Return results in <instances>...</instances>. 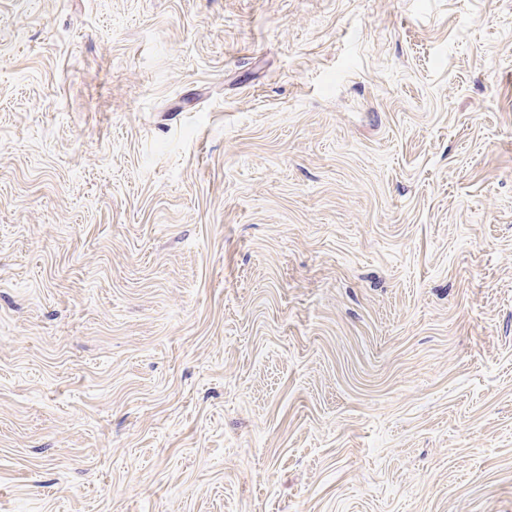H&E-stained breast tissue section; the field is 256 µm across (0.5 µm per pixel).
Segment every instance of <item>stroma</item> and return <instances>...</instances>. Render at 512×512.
I'll return each mask as SVG.
<instances>
[{
	"mask_svg": "<svg viewBox=\"0 0 512 512\" xmlns=\"http://www.w3.org/2000/svg\"><path fill=\"white\" fill-rule=\"evenodd\" d=\"M0 512H512V0H0Z\"/></svg>",
	"mask_w": 512,
	"mask_h": 512,
	"instance_id": "stroma-1",
	"label": "stroma"
}]
</instances>
